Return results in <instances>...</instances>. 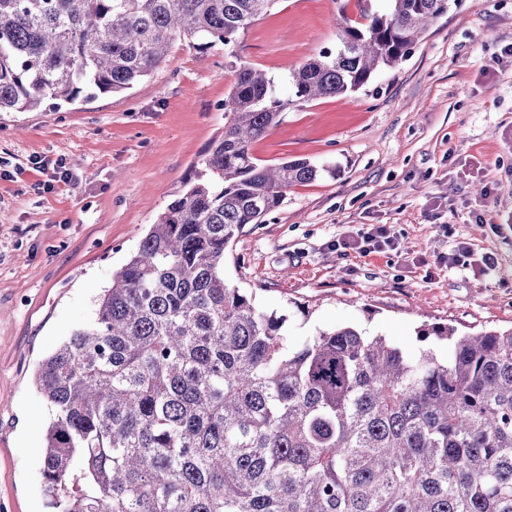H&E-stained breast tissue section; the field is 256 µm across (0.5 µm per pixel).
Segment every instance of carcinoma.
Wrapping results in <instances>:
<instances>
[{
    "instance_id": "carcinoma-1",
    "label": "carcinoma",
    "mask_w": 512,
    "mask_h": 512,
    "mask_svg": "<svg viewBox=\"0 0 512 512\" xmlns=\"http://www.w3.org/2000/svg\"><path fill=\"white\" fill-rule=\"evenodd\" d=\"M275 0H0V112L117 93L174 41L225 46ZM343 19L290 92L248 65L193 164L88 323L35 383L51 411L53 512H512V328L423 325L411 351L355 325L290 335L224 278L225 253L288 189L328 171L259 163L282 112L355 92L457 0Z\"/></svg>"
}]
</instances>
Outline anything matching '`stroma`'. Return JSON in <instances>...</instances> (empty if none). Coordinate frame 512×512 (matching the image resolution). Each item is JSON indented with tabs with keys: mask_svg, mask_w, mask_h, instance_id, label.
Returning <instances> with one entry per match:
<instances>
[{
	"mask_svg": "<svg viewBox=\"0 0 512 512\" xmlns=\"http://www.w3.org/2000/svg\"><path fill=\"white\" fill-rule=\"evenodd\" d=\"M357 0H276L230 45L178 40L149 78L56 112H0V512H50L41 464V361L86 324L212 140L235 66L287 88L335 49ZM512 0H458L409 57L356 92L290 107L252 152L329 173L290 188L230 245L226 278L295 334L358 324L417 347L425 324L512 327ZM61 160L60 177L39 160ZM482 212L484 225L472 222ZM389 226L395 252L337 254V238ZM499 272L435 266L457 243Z\"/></svg>",
	"mask_w": 512,
	"mask_h": 512,
	"instance_id": "35a3bbf8",
	"label": "stroma"
}]
</instances>
